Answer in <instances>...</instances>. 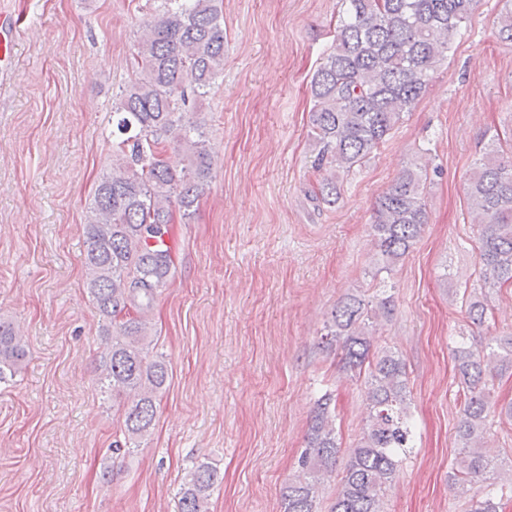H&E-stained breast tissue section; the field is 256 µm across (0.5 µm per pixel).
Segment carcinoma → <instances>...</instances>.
I'll list each match as a JSON object with an SVG mask.
<instances>
[{
  "label": "carcinoma",
  "instance_id": "1",
  "mask_svg": "<svg viewBox=\"0 0 512 512\" xmlns=\"http://www.w3.org/2000/svg\"><path fill=\"white\" fill-rule=\"evenodd\" d=\"M132 51L134 77L112 101V166L100 179L85 225L84 288L111 343L103 356V392L123 417L124 441L113 451L139 447L151 434L168 365L153 353L148 309L173 276L168 243L175 218H194L216 161L202 127L187 117L224 74L223 0H155ZM345 16L332 50L312 79V169L322 175L315 199L334 206L344 177L362 167L412 110L431 71L447 57L475 0H343ZM498 38L512 44V0H505ZM183 154L181 168L167 161ZM427 175L402 170L378 196L371 230L383 269L403 259L420 240L428 216ZM479 227L482 276L491 287L512 285V160L491 148L467 187ZM391 298L370 308L355 294L332 312L326 344L341 349L344 368L367 375L369 416L357 444L347 449L344 475L329 512H385L383 497L399 475V459L413 438L408 373L400 355L373 350L370 323L393 314ZM487 298H472L468 315L483 325ZM465 387L460 444L451 479L457 488L482 481L470 512H500L499 493L512 485L494 472L485 449L491 414L489 378L512 370V335L495 336L481 349L454 350ZM26 348L12 323L0 320V382L15 376ZM333 398L324 394L310 418L298 468L283 492V512H317L321 485L336 467ZM219 476L206 463L184 478L180 512H207Z\"/></svg>",
  "mask_w": 512,
  "mask_h": 512
}]
</instances>
